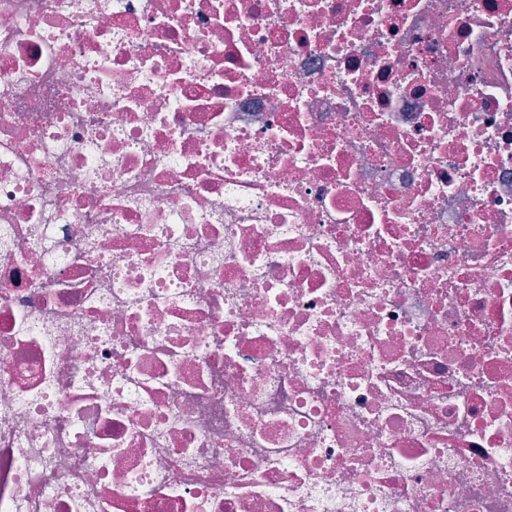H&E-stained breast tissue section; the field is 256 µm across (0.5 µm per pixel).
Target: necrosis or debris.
Masks as SVG:
<instances>
[{"label":"necrosis or debris","mask_w":512,"mask_h":512,"mask_svg":"<svg viewBox=\"0 0 512 512\" xmlns=\"http://www.w3.org/2000/svg\"><path fill=\"white\" fill-rule=\"evenodd\" d=\"M0 512H512V0H0Z\"/></svg>","instance_id":"4bbe7bcc"}]
</instances>
